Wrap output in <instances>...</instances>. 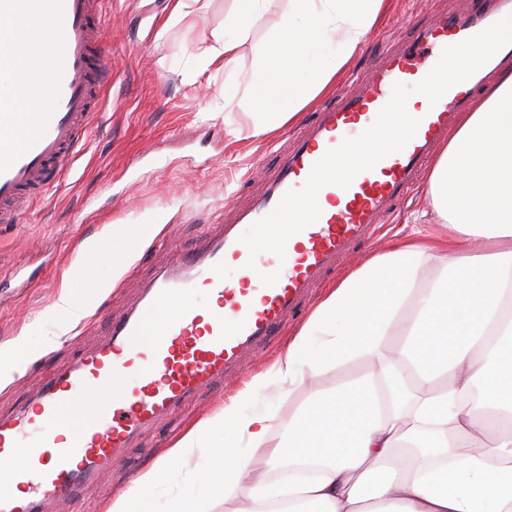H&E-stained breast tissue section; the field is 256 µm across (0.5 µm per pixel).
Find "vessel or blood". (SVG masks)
Instances as JSON below:
<instances>
[{"mask_svg": "<svg viewBox=\"0 0 512 512\" xmlns=\"http://www.w3.org/2000/svg\"><path fill=\"white\" fill-rule=\"evenodd\" d=\"M510 15L512 0H485L483 8L445 16L387 54L359 93L342 96L306 122L268 189L222 235L197 251L172 253L136 303L111 319L106 340L55 370L14 413L0 416V456L28 455L23 467L0 480V512H43L76 499L132 440L152 433L262 351L344 257L376 240L380 217L395 212L417 185L482 74L512 66V44L436 103L419 98V125L402 151L359 172L349 187L323 186L318 220L287 240L284 257L250 256L240 237L288 191L301 189L328 150L370 127L395 83H419L445 47ZM0 16L42 17L49 29L35 53L0 37V224H12L21 208L56 188L93 114L102 110L112 72L99 0H0ZM44 85L45 107L17 111L19 99Z\"/></svg>", "mask_w": 512, "mask_h": 512, "instance_id": "1", "label": "vessel or blood"}]
</instances>
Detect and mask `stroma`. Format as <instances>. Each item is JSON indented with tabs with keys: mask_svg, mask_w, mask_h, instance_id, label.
Listing matches in <instances>:
<instances>
[{
	"mask_svg": "<svg viewBox=\"0 0 512 512\" xmlns=\"http://www.w3.org/2000/svg\"><path fill=\"white\" fill-rule=\"evenodd\" d=\"M204 9L171 22L175 0H130L128 7L110 6L105 22L112 79L105 112L92 125L59 187L23 211L17 223L0 224V368L13 369L16 353L30 361L11 383L0 388V414L9 413L32 394L55 368L73 361L109 328V315L131 302L139 281L154 272L165 247L200 248L229 223L235 208L245 205L265 186L280 154L293 143L299 123L268 136H234L245 126L240 107L257 60L256 51L278 34L291 4L265 0L263 18L242 48L233 71L206 63V52L220 47L234 0H205ZM476 0H392L378 26L356 50L334 91L320 96L318 106L332 105L340 90L358 91L383 53L408 44L415 24L441 13H462ZM236 89L235 101L224 102L225 86ZM425 186H418L387 224L380 241L362 246L359 257L381 250L420 229L438 230ZM161 218L158 234L134 256L130 273L110 283L113 254L126 248L113 239L98 265L80 276L70 267L82 246L108 234L115 224H142ZM108 289L96 309L76 326L50 312L61 290L88 299L95 286ZM287 336L272 337L267 351L245 365L234 378L204 395L193 411L176 416L138 440L128 456L113 464L107 479L127 490L161 453L199 419L223 406L242 382L267 368L284 351ZM309 385L276 399L257 387L256 402L276 415V435L306 402Z\"/></svg>",
	"mask_w": 512,
	"mask_h": 512,
	"instance_id": "35a3bbf8",
	"label": "stroma"
}]
</instances>
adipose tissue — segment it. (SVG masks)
Here are the masks:
<instances>
[{"label": "adipose tissue", "instance_id": "1", "mask_svg": "<svg viewBox=\"0 0 512 512\" xmlns=\"http://www.w3.org/2000/svg\"><path fill=\"white\" fill-rule=\"evenodd\" d=\"M238 16L210 64L234 68L263 0ZM250 76L253 135L297 120L347 71L389 0H293ZM447 229L402 239L328 289L285 351L200 419L107 512H150L154 489L210 443L209 480L240 512H512V73L449 134L428 178ZM434 276L415 284L418 271ZM380 369L314 387L288 432L248 409L358 359Z\"/></svg>", "mask_w": 512, "mask_h": 512}]
</instances>
